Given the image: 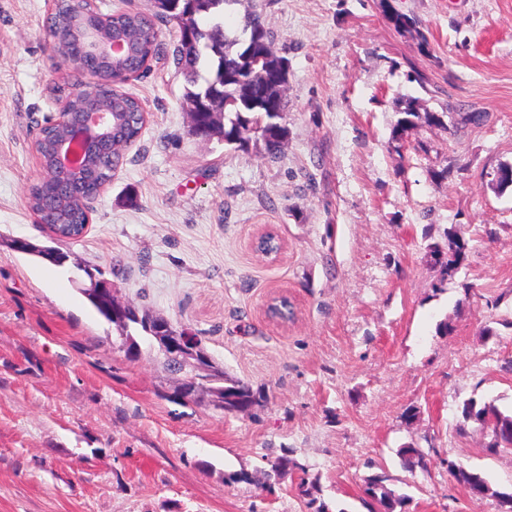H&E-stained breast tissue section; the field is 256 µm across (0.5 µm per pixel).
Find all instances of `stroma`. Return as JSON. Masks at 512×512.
<instances>
[{"mask_svg":"<svg viewBox=\"0 0 512 512\" xmlns=\"http://www.w3.org/2000/svg\"><path fill=\"white\" fill-rule=\"evenodd\" d=\"M51 8L0 0V512H307L298 474L261 487L267 458L288 449L331 512H365L371 461L408 512H498L448 463L512 487V448L489 454L459 412L473 396L512 409V186L495 183L512 163V0H238L226 26L260 12L288 60L274 160L190 134L160 25V58L124 86L148 113L143 133L85 234L61 244V267L7 245L50 242L26 191L65 76ZM410 102L440 121L394 140ZM452 226L468 249L445 282L428 246ZM268 231L281 249L266 258L253 243ZM83 264L196 333L215 366L263 393L254 416L180 399L185 374L149 337L127 357L81 291ZM279 295L285 322L266 314ZM408 444L427 471L402 468ZM240 471L252 482L226 483Z\"/></svg>","mask_w":512,"mask_h":512,"instance_id":"obj_1","label":"stroma"}]
</instances>
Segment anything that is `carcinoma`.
I'll use <instances>...</instances> for the list:
<instances>
[{
    "label": "carcinoma",
    "mask_w": 512,
    "mask_h": 512,
    "mask_svg": "<svg viewBox=\"0 0 512 512\" xmlns=\"http://www.w3.org/2000/svg\"><path fill=\"white\" fill-rule=\"evenodd\" d=\"M236 2L167 0L161 13L117 11L103 14L91 9L84 15V21L98 40L109 42L120 38L127 43L125 56L105 57L98 63L97 72L102 76L150 68V63L159 59L160 49L158 39H148L147 31L157 28L159 21L174 24L177 32L175 60L186 83L183 100L199 114L197 128L210 136H220L224 144L242 151L261 144L268 158L275 160L288 135V128L283 124L286 101L282 93L285 78L281 61L284 57L272 49L270 32L259 12L248 14L241 27L235 30L224 28L226 8ZM77 5L76 0H58L50 17L53 33L62 43L72 38L70 19ZM51 92L69 109L76 112L81 109L82 99L71 94L69 83L56 84ZM98 93L112 112V142L134 144L144 127L140 102L120 88L109 90L101 86ZM221 94L224 100L233 103L222 113L212 110L215 97ZM63 138L64 131L59 126L43 130L46 166H51L55 144ZM122 161L123 157L116 153L110 157L104 153L94 155L90 163L94 177L56 213L61 221L57 230L62 235L75 240L82 236L87 225L83 201L100 195ZM54 192L53 181H39L31 187L28 203L33 214L41 211L43 201ZM443 236L444 244H432L430 255L441 269L442 280L446 281L458 272L467 242L457 227L448 228ZM151 318L153 315L149 312L131 304L128 324H119L117 329L132 341L131 330L143 328V321ZM202 378L204 384L224 389V399L218 401L217 407L226 415L247 413L262 402L261 393L253 390L249 383L231 379L215 366ZM486 417L498 421L500 431L485 430ZM460 418L462 430L471 425L487 431L489 453L512 447V411L502 410L492 401L472 397L462 403ZM398 455L409 472L426 466L425 454L420 448L407 445L398 450ZM267 464L270 472L279 478L293 471L306 473L305 465L287 455L269 459ZM452 479L460 490L476 489L485 497L497 498L512 492L493 487L485 472L478 468L462 465L452 472ZM298 489L307 497L308 512H330L325 502L312 495L303 476ZM360 501L366 512H407L411 497L392 484L390 475L380 467L364 478Z\"/></svg>",
    "instance_id": "1"
}]
</instances>
